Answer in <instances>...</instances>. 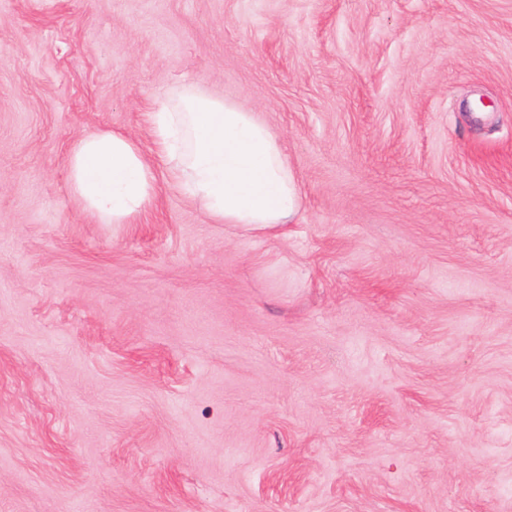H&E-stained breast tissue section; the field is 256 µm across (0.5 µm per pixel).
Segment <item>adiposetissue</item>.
Instances as JSON below:
<instances>
[{"mask_svg": "<svg viewBox=\"0 0 512 512\" xmlns=\"http://www.w3.org/2000/svg\"><path fill=\"white\" fill-rule=\"evenodd\" d=\"M148 123L175 182L212 223L264 228L297 213L300 191L280 143L246 105L190 84ZM68 170L73 193L101 224L133 223L156 196L154 166L118 132L82 138Z\"/></svg>", "mask_w": 512, "mask_h": 512, "instance_id": "ef3b65f1", "label": "adipose tissue"}]
</instances>
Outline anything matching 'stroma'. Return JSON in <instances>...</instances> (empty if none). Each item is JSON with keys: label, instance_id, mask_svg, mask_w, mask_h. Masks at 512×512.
Wrapping results in <instances>:
<instances>
[{"label": "stroma", "instance_id": "obj_1", "mask_svg": "<svg viewBox=\"0 0 512 512\" xmlns=\"http://www.w3.org/2000/svg\"><path fill=\"white\" fill-rule=\"evenodd\" d=\"M188 83L290 223L84 213ZM0 512H512V0H0ZM69 182L100 224H131L153 203L155 168L130 137L102 131L82 138L68 158Z\"/></svg>", "mask_w": 512, "mask_h": 512}]
</instances>
